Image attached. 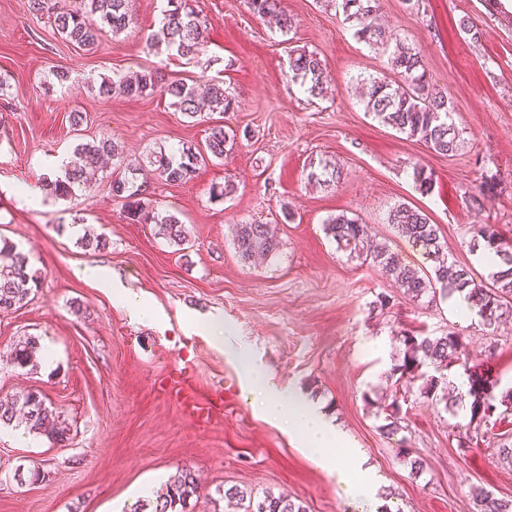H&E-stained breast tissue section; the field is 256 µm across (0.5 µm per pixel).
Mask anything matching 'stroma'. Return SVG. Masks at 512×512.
<instances>
[{
    "instance_id": "stroma-1",
    "label": "stroma",
    "mask_w": 512,
    "mask_h": 512,
    "mask_svg": "<svg viewBox=\"0 0 512 512\" xmlns=\"http://www.w3.org/2000/svg\"><path fill=\"white\" fill-rule=\"evenodd\" d=\"M379 0L387 30L419 51L431 81L447 90L463 141L441 156L365 111L358 77L397 83L387 56L358 41L327 0H278L288 32L271 27L246 0H192L205 22L202 51L186 60L166 49L147 50L163 0H131L133 23L120 36L104 34L84 52L33 14L28 0H0V237L26 253L41 277L27 304L0 311V397L38 393L61 412L65 441L53 445L24 426L0 428V512H134L181 471L201 482L183 512H225L232 486L286 494L307 512H364L335 475L304 451L298 433L264 418L256 393L244 385L246 366L317 401L346 434L343 458L363 453L375 472L377 496L390 512H474L472 492L483 487L512 499V467L498 449L512 443L507 421L472 427L469 411L445 409L418 388L397 393L389 378L397 333L464 336L474 364L512 386V314L495 328L460 317L448 300L430 304L403 294L379 267L338 249L324 230L344 213L370 225L375 242L418 269L422 252L387 222L400 203L436 224L448 257L476 280L490 269L470 246L473 228L496 225L512 242V0L493 11L489 0ZM471 17L482 31L472 41L458 29ZM317 52L327 93L310 97L291 79L288 54ZM145 68L190 83H223L234 104L224 114L188 118L153 94L104 99L101 81ZM68 71L66 85L52 72ZM84 116L72 126V113ZM222 121L240 138L224 159L198 166L178 185L152 179L145 200L176 214L188 231L170 244L153 224H134L109 178L63 199L44 187L79 143L116 138L123 157L142 163L149 150L203 143ZM341 173L332 188L309 184L310 159ZM434 176L431 193L415 187L414 167ZM496 187L483 208L470 197L486 180ZM230 184V197L212 188ZM272 225L277 255L243 262L232 240L236 224ZM101 235V250L82 246L84 232ZM98 266L112 285L84 280ZM128 290L154 311L140 323L115 295ZM388 306H381V298ZM218 321L223 341L206 331ZM36 337V370L7 360L14 341ZM200 393L224 392L222 419L206 424L185 416L164 391L179 372ZM399 399L404 429L383 435V407ZM408 438L422 471L397 455ZM40 468L41 481L18 484L16 467Z\"/></svg>"
}]
</instances>
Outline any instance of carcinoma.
Wrapping results in <instances>:
<instances>
[{
    "label": "carcinoma",
    "mask_w": 512,
    "mask_h": 512,
    "mask_svg": "<svg viewBox=\"0 0 512 512\" xmlns=\"http://www.w3.org/2000/svg\"><path fill=\"white\" fill-rule=\"evenodd\" d=\"M342 13L344 21L354 29V36L373 49H395L388 56V66L403 77V83L391 84L379 77L367 78V92L363 105L381 123L422 142L425 147L440 155H453L462 145L459 132L452 120V106L447 91L431 86L422 58L415 49L393 42L391 32L376 23L378 0H329ZM166 6L156 31L146 40L147 47H165L182 57L198 54L204 39L205 24L190 7L189 0H165ZM249 8L282 32L292 28V19L277 10L276 0H247ZM129 0H29L30 9L47 17L54 31L77 48L90 52L100 41L103 31L116 36L125 32L132 23ZM292 78L312 96L324 93L325 66L313 51L295 49L289 59ZM160 93L172 99L171 105L193 118L199 112L196 87L182 80L168 81L153 69H143L129 75L116 77L99 84L97 93L102 98L117 96H148ZM207 105L212 112L224 113L232 108V97L226 89L209 85ZM236 135L224 130L217 122L209 128L204 146H186L177 152L151 151L148 163L152 174L168 184H180L191 178L197 166L212 156L221 159L227 147L235 145ZM119 143L104 137L94 143L81 144L54 179L46 180V187L58 197L75 198L90 189L85 176L87 165L107 157L122 158ZM308 179L330 187L339 178L337 171H328L322 162H309ZM112 194L124 200L126 218L135 224H157L159 233L176 246L187 241V230L174 214L159 215L146 206L143 189L137 184L135 172L127 173L122 165L113 167ZM389 223L398 233L407 237L423 250L432 262L433 274L405 265L384 244L366 252L365 259L382 267L403 288L405 293L419 300L423 297L434 301L436 295L451 297L455 293L478 298V315L485 326L499 322L505 313H512V246L503 241L492 224L475 227L472 250L481 251L493 258L497 270L490 281L477 283L470 269L448 260L447 247L439 235L437 225L422 210L406 203L392 208ZM326 234L332 236L338 247L350 252H360L359 245L368 237L369 227L345 214H337L324 223ZM234 245L238 256L251 260L261 254L272 256L279 251L280 240L269 224H238ZM41 276L29 266L28 257L7 240L0 239V310L21 307L29 301L33 289L39 287ZM399 351L390 369V375L409 383L421 381L420 394L434 398L437 391L446 387L455 390L452 381L425 371L431 366L446 370L460 360L468 359L467 344L460 335L414 336L403 333L396 337ZM36 338L27 337L12 347L11 362L19 368H37L35 359ZM467 398L470 423L475 426L489 423L496 416L498 406L512 402V391L496 396L497 381L486 373L471 370L467 373ZM385 417L383 432L391 434L402 428L399 402L390 404ZM23 416L28 431L57 443L64 440V421L46 406L43 399L33 392L21 396L0 398V426H10L17 416ZM198 494L196 476L191 471L181 472L167 486L166 494L152 504L151 512H173L176 505L186 503ZM224 498L234 500L244 512H306L305 507L283 495L267 494L255 501L252 494L237 486L224 490ZM477 512H512V500L496 497L482 487L473 493Z\"/></svg>",
    "instance_id": "cac0c4a2"
}]
</instances>
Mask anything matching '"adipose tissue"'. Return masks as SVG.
Wrapping results in <instances>:
<instances>
[{
	"label": "adipose tissue",
	"mask_w": 512,
	"mask_h": 512,
	"mask_svg": "<svg viewBox=\"0 0 512 512\" xmlns=\"http://www.w3.org/2000/svg\"><path fill=\"white\" fill-rule=\"evenodd\" d=\"M246 385L264 391L261 409L265 418L272 421L287 419L290 429L302 433L306 452L322 467L337 474L348 495L365 502L374 500L375 483L369 468L357 465L360 478L355 481L344 472L339 457L327 454V447L341 443L342 437L327 424L316 406L295 394L279 391L261 371L253 368L247 372Z\"/></svg>",
	"instance_id": "obj_1"
}]
</instances>
